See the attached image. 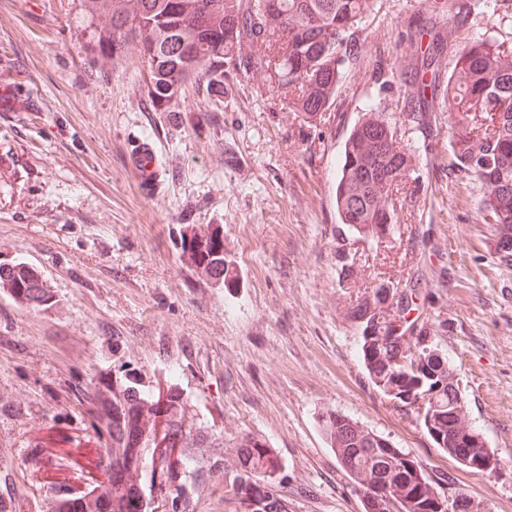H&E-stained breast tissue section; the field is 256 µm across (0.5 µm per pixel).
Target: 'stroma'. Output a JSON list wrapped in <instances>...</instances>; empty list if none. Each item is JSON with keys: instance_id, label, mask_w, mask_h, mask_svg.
<instances>
[{"instance_id": "35a3bbf8", "label": "stroma", "mask_w": 512, "mask_h": 512, "mask_svg": "<svg viewBox=\"0 0 512 512\" xmlns=\"http://www.w3.org/2000/svg\"><path fill=\"white\" fill-rule=\"evenodd\" d=\"M481 2L443 69L474 38L512 47V0ZM426 22L446 30L454 17L373 0L333 105L307 123L264 74L231 65L222 91L191 77L156 105L136 45L99 51L107 21L87 0H0V86L18 92L0 111V261L37 269L52 297L31 309L0 288V501L52 512L107 481L105 442L77 396L129 376L174 387L213 434L182 476L189 495L152 493L150 512H233L224 479L247 437L277 455L288 512H364L320 427L327 412L422 461L444 492L512 512V266L482 220L485 186L453 164L448 113L407 118L410 42ZM372 107L414 153L379 241L346 230L334 194L343 144ZM144 138L161 170L148 193L126 165ZM213 227L231 268L221 283L181 246ZM386 282L419 293L494 472L435 448L372 384L351 308Z\"/></svg>"}]
</instances>
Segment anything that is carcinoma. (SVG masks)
Segmentation results:
<instances>
[{
	"instance_id": "carcinoma-1",
	"label": "carcinoma",
	"mask_w": 512,
	"mask_h": 512,
	"mask_svg": "<svg viewBox=\"0 0 512 512\" xmlns=\"http://www.w3.org/2000/svg\"><path fill=\"white\" fill-rule=\"evenodd\" d=\"M108 16L99 39L103 52L118 53L138 42L152 69L151 96L168 103L188 75L222 83L224 63L245 57L278 89L288 90L289 109L307 122L330 109L344 66L357 51V25L372 0H92ZM448 35L437 33L433 52L418 75L419 99L440 102L456 114L450 147L458 169L474 175L487 191L481 202L499 260L512 264V48L488 39L467 42L452 70L438 57ZM479 154H474V151ZM410 149L401 144L385 113L372 108L349 133L336 179L341 224L363 239H381L393 230L389 196L409 174ZM190 259L220 282L224 238L219 230L193 234L184 243ZM0 286L22 304L50 301L37 270L21 262H0ZM413 297H396L383 286L357 300L351 315L362 327L361 352L380 393L413 413L435 447L457 455L467 439L470 469L493 472L498 458L471 428L465 399L454 383L437 337L419 332L403 338L406 310ZM89 410L94 430L112 453L108 483L81 502L82 512H143L140 490L147 448H178L177 460L161 468L164 483L175 484L178 466L211 447L205 428L190 425L181 395L170 387L154 394L135 380L111 387L101 383ZM322 428L346 476L364 494L365 512H447L448 496L419 460L359 428L338 412L323 414ZM239 471L225 484L236 512H287L285 499L269 479L279 467L273 451L256 438L239 444Z\"/></svg>"
}]
</instances>
